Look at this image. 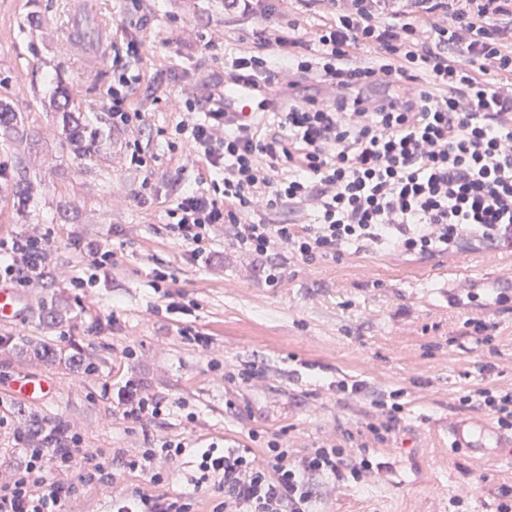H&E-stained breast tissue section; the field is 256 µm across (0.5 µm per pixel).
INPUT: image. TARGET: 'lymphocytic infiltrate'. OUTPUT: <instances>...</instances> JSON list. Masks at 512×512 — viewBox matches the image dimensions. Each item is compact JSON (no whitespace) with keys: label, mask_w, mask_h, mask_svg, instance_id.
<instances>
[{"label":"lymphocytic infiltrate","mask_w":512,"mask_h":512,"mask_svg":"<svg viewBox=\"0 0 512 512\" xmlns=\"http://www.w3.org/2000/svg\"><path fill=\"white\" fill-rule=\"evenodd\" d=\"M345 2L309 35L294 22L271 23L265 0H225L231 13L257 20L254 40L205 98L176 102L170 142L180 160L216 176L210 190L183 188L167 212L166 231L192 257L210 255L219 225L235 252L262 260L270 285L285 255L310 265L346 247L415 258L512 247V0H422L418 21L392 0ZM142 54L133 37L114 50L99 107L115 127L139 128L150 108H131ZM410 83L419 91H407ZM240 85L258 97L267 122H240L225 105ZM50 249L42 235L0 238V281L39 279ZM350 392L371 407L360 433L390 442L401 403L358 384ZM459 402L512 432V388H483ZM112 407L142 426L168 412L162 397L131 380ZM185 450L160 435L152 447L109 456L67 434L58 446L26 449L20 466L0 474V512H66L80 485L111 483L127 470L146 473L149 484L113 501V512H193L194 492L207 482L224 492L213 512H311L340 483L375 474L368 446L295 451L276 435L259 454L205 450L193 492H160Z\"/></svg>","instance_id":"lymphocytic-infiltrate-1"}]
</instances>
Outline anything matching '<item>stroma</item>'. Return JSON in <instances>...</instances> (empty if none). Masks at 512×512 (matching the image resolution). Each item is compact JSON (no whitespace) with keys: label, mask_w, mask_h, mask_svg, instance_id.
Returning <instances> with one entry per match:
<instances>
[{"label":"stroma","mask_w":512,"mask_h":512,"mask_svg":"<svg viewBox=\"0 0 512 512\" xmlns=\"http://www.w3.org/2000/svg\"><path fill=\"white\" fill-rule=\"evenodd\" d=\"M72 0H0V98L22 117L23 138L0 140V237L48 236L52 249L42 279L21 286L26 314L0 325V336L33 339L51 361L0 352V464L18 461L15 436L32 423L66 426L85 447L106 451L147 447L152 427L126 424L112 408L113 388L143 381L167 400L166 432L191 445H249L250 431L286 432L290 446L361 443L366 402L339 391L360 382L375 393L399 392L404 406L397 440L374 445L380 470L317 502L315 512H496L500 487H512V458L476 461L449 454L448 429L468 419L493 423L488 412L459 399L494 386L512 388V308L491 303L482 286L512 268L511 248L467 249L432 259L381 249L346 248L337 258L304 265L281 258L283 279L265 284L259 265L226 248L216 228L213 249L223 264L191 259L161 227L167 210L195 170L171 158L178 121L171 102L205 97L224 81V65L248 46L254 19L230 14L224 0H155L136 13L132 0H91L109 26L108 41L141 39L139 96L157 95L139 130L116 129L98 99L112 65L86 73L65 40ZM273 21H299L306 31L333 19L335 0H271ZM61 83L97 137L74 153L62 138L51 92ZM139 139L150 165L131 164L126 144ZM151 176L152 191L140 185ZM28 182L26 200L17 181ZM110 243L113 266L94 287H73L86 276V245ZM164 272L165 282L155 280ZM477 294L452 306L449 294ZM177 312H169V303ZM490 319L489 341L463 333L472 312ZM193 327L212 340L202 353L181 331ZM83 367H75V360ZM496 369L484 374L481 365ZM261 366L253 384L226 382L225 370ZM20 374L52 378V399L29 404L9 392ZM148 484L139 471L114 485L80 488L69 512H110L115 496Z\"/></svg>","instance_id":"1"}]
</instances>
